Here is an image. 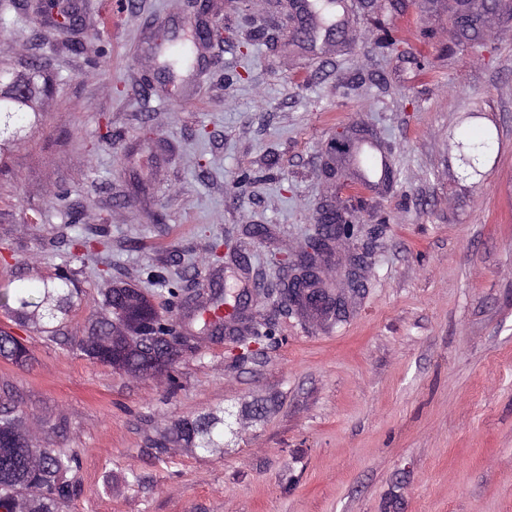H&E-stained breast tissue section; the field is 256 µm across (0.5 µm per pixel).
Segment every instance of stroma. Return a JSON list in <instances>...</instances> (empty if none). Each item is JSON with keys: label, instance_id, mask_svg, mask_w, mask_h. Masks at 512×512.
Segmentation results:
<instances>
[{"label": "stroma", "instance_id": "1", "mask_svg": "<svg viewBox=\"0 0 512 512\" xmlns=\"http://www.w3.org/2000/svg\"><path fill=\"white\" fill-rule=\"evenodd\" d=\"M107 2L60 0L70 35L41 0H0L7 59L51 84L0 166V289L64 271L83 291L53 338L0 309L29 354L0 358V401L78 457L66 512H512V13L467 40L453 0H350L342 33L306 35L276 0H126L108 24ZM205 20L181 64L171 46ZM359 128L389 184L325 176ZM324 204L356 219L326 262L342 321L251 303L257 351L194 341L171 389L78 351L103 288L180 332L169 290L276 287ZM226 240L229 264L210 255ZM220 410L223 452L158 454Z\"/></svg>", "mask_w": 512, "mask_h": 512}]
</instances>
